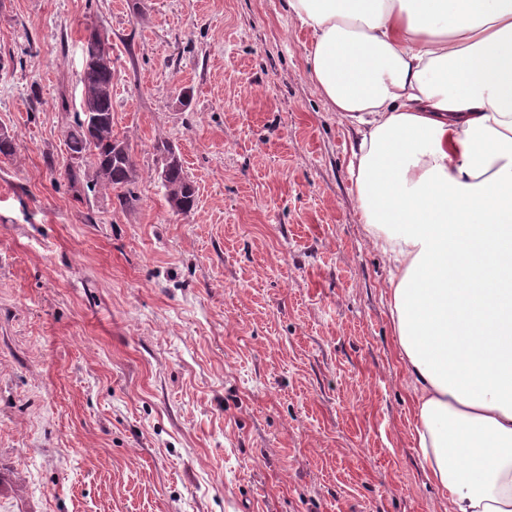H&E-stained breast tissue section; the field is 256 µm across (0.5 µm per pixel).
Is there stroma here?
I'll list each match as a JSON object with an SVG mask.
<instances>
[{"label": "stroma", "instance_id": "obj_1", "mask_svg": "<svg viewBox=\"0 0 512 512\" xmlns=\"http://www.w3.org/2000/svg\"><path fill=\"white\" fill-rule=\"evenodd\" d=\"M94 28L125 206L64 176ZM306 41L281 0H0V512H439ZM158 150L164 155V163L158 177L165 189L167 200L175 212L190 210L195 201V188L189 180L180 158L170 145L162 144Z\"/></svg>", "mask_w": 512, "mask_h": 512}]
</instances>
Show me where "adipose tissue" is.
Returning a JSON list of instances; mask_svg holds the SVG:
<instances>
[{
    "mask_svg": "<svg viewBox=\"0 0 512 512\" xmlns=\"http://www.w3.org/2000/svg\"><path fill=\"white\" fill-rule=\"evenodd\" d=\"M355 129L360 221L393 271L413 439L441 512H512V0H284Z\"/></svg>",
    "mask_w": 512,
    "mask_h": 512,
    "instance_id": "obj_1",
    "label": "adipose tissue"
}]
</instances>
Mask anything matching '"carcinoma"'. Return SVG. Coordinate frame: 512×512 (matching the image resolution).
I'll return each mask as SVG.
<instances>
[{
  "mask_svg": "<svg viewBox=\"0 0 512 512\" xmlns=\"http://www.w3.org/2000/svg\"><path fill=\"white\" fill-rule=\"evenodd\" d=\"M83 52L82 91L88 96V107L105 117V121L92 127L85 121L83 112L73 114L67 130V147L72 162L67 164L66 175L71 185L83 182L89 192L98 186L112 188L118 191V200L127 204L136 198L133 186L137 170L130 154L121 155L113 148L119 139L112 135V66L99 63L105 57L111 58L109 47L94 31L85 40ZM158 150L164 155L158 177L169 204L176 212L190 210L195 201V188L180 158L167 144Z\"/></svg>",
  "mask_w": 512,
  "mask_h": 512,
  "instance_id": "cac0c4a2",
  "label": "carcinoma"
}]
</instances>
